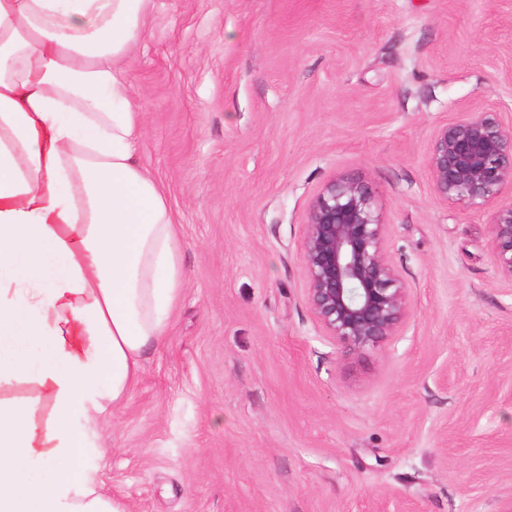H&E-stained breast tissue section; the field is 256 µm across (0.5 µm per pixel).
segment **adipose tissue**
Returning a JSON list of instances; mask_svg holds the SVG:
<instances>
[{"label":"adipose tissue","mask_w":512,"mask_h":512,"mask_svg":"<svg viewBox=\"0 0 512 512\" xmlns=\"http://www.w3.org/2000/svg\"><path fill=\"white\" fill-rule=\"evenodd\" d=\"M152 7L0 0V386L37 389L0 397V512H129L82 461L184 282L126 77Z\"/></svg>","instance_id":"obj_1"}]
</instances>
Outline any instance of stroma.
Wrapping results in <instances>:
<instances>
[{"mask_svg":"<svg viewBox=\"0 0 512 512\" xmlns=\"http://www.w3.org/2000/svg\"><path fill=\"white\" fill-rule=\"evenodd\" d=\"M127 78L180 226L167 341L99 423L130 512H512V279L428 171L464 107L512 121V0H154ZM363 179L409 287L352 352L307 300L309 203Z\"/></svg>","mask_w":512,"mask_h":512,"instance_id":"35a3bbf8","label":"stroma"}]
</instances>
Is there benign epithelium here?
I'll return each mask as SVG.
<instances>
[{
    "instance_id": "7a95c632",
    "label": "benign epithelium",
    "mask_w": 512,
    "mask_h": 512,
    "mask_svg": "<svg viewBox=\"0 0 512 512\" xmlns=\"http://www.w3.org/2000/svg\"><path fill=\"white\" fill-rule=\"evenodd\" d=\"M428 169L442 203L488 212L497 266L512 278V202L498 203L512 190V124L498 112L463 109L433 136ZM301 257L308 303L326 335L352 350L397 335L409 288L365 181L340 176L322 185L309 204Z\"/></svg>"
}]
</instances>
